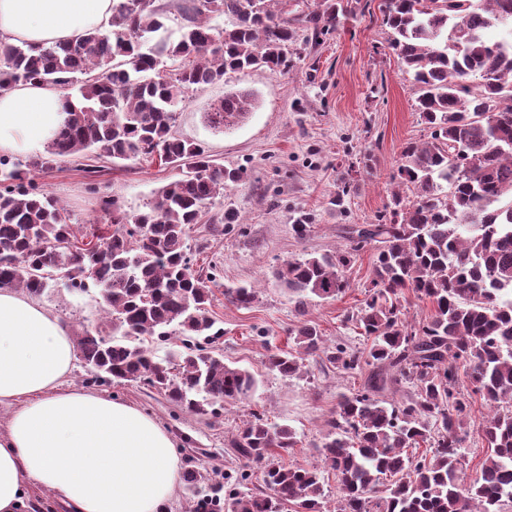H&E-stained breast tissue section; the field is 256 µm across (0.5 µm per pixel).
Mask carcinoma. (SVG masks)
Segmentation results:
<instances>
[{
	"label": "carcinoma",
	"mask_w": 512,
	"mask_h": 512,
	"mask_svg": "<svg viewBox=\"0 0 512 512\" xmlns=\"http://www.w3.org/2000/svg\"><path fill=\"white\" fill-rule=\"evenodd\" d=\"M155 2L112 0L108 28L76 40L0 43V93L39 81L68 100L43 150L0 157V287L36 297L58 279L75 291L97 289L113 333L76 336L91 382L144 381L201 416L257 387L250 371L210 348L224 335L210 314L212 278L188 257L193 226L242 173L173 128L190 92L247 69L287 71L295 30L288 0H184L175 31ZM359 8L360 0H326L323 15L332 22ZM382 13L387 48L412 77L414 111L429 135L403 144L388 216L353 228L345 249L275 272L301 297L334 299L349 287L355 252L377 246L369 296L350 317L371 344L364 356L350 353L305 323L293 351L268 357L282 376L303 372L305 355L343 370L367 366L369 375L327 422L321 467L285 462L297 443L292 428L260 416L246 422L230 447L261 469L264 491L233 493L229 512H324L326 467L336 474V512H502L512 503V42L487 37L512 27V0H383ZM222 15L231 26L211 24ZM256 104L251 90L229 92L208 121L232 128ZM91 150L114 164L155 157L180 178L130 213L101 170L87 169V190L112 231L79 236L33 174ZM406 290L431 304L425 320L407 321ZM256 296L252 287L224 289L238 307ZM172 336L184 337L183 350L165 359L146 346ZM462 376L491 407L479 422L487 453L472 480L460 469L461 432L471 423ZM405 386L404 399H386Z\"/></svg>",
	"instance_id": "obj_1"
}]
</instances>
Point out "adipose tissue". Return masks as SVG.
<instances>
[{
	"mask_svg": "<svg viewBox=\"0 0 512 512\" xmlns=\"http://www.w3.org/2000/svg\"><path fill=\"white\" fill-rule=\"evenodd\" d=\"M112 0H0V39L31 46L107 27ZM58 88L28 82L0 94V155L42 147L65 118ZM68 325L39 300L0 288V512H27L32 488L59 512H164L179 482L169 432L139 408L64 386Z\"/></svg>",
	"mask_w": 512,
	"mask_h": 512,
	"instance_id": "1",
	"label": "adipose tissue"
}]
</instances>
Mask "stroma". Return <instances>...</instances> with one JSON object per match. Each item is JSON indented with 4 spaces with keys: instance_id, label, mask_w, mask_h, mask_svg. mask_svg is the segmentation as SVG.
Returning a JSON list of instances; mask_svg holds the SVG:
<instances>
[{
    "instance_id": "stroma-1",
    "label": "stroma",
    "mask_w": 512,
    "mask_h": 512,
    "mask_svg": "<svg viewBox=\"0 0 512 512\" xmlns=\"http://www.w3.org/2000/svg\"><path fill=\"white\" fill-rule=\"evenodd\" d=\"M295 17L293 64L284 74L250 70L226 75L222 82L194 91L179 114L177 135L209 148L226 168L243 171L241 180L225 190L213 209L236 210L239 221L214 235L202 219L191 236L195 266L214 278L211 314L224 330L217 348L225 362L249 370L257 379L254 396L196 416L177 408L154 390L136 382L97 386L81 364H74L69 386L133 405L154 416L171 434L181 471L206 473L198 486L179 483L167 512H188L209 496L212 484L233 482L244 470L229 441L260 413L268 422L297 433L290 464H320L318 452L341 396L360 389L365 371H345L319 357L306 360L305 374L284 377L269 371L268 357L292 348V333L312 323L328 344L362 352L370 345L350 317L364 304L372 278L376 249H361L347 268L346 291L331 301L312 298L298 305L274 276L284 261L310 253H333L348 244L345 230L371 224L389 211L388 204L402 145L428 135L412 108L413 83L396 57L384 54L387 29L382 0H367L365 8L340 24L314 23L321 0H288ZM251 90L257 105L231 130L213 129L206 114L225 93ZM99 167L113 195L126 210L144 209L155 191L174 180L177 170L152 159L113 166L95 152L68 157L36 181L79 223L98 216L94 195L86 189L87 169ZM343 195L345 208L330 202ZM312 216L306 237H297L293 220L298 212ZM254 286L256 301L247 308L224 297V290ZM42 304L71 329L112 325L100 312L96 290L77 293L64 285L46 290ZM490 412L479 397L471 399L473 423L461 450L465 478H474L486 450L477 427Z\"/></svg>"
}]
</instances>
